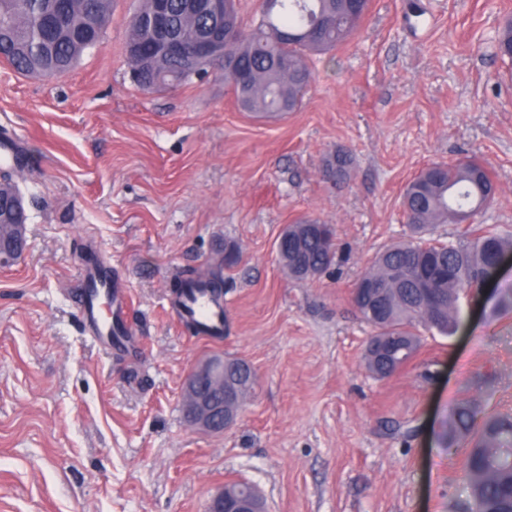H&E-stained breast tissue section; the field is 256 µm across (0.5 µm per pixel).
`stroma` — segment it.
Instances as JSON below:
<instances>
[{
  "mask_svg": "<svg viewBox=\"0 0 512 512\" xmlns=\"http://www.w3.org/2000/svg\"><path fill=\"white\" fill-rule=\"evenodd\" d=\"M113 0L101 42L45 80L0 62V133L31 160L23 258L0 266V512H206L234 482L267 512H461L464 447L442 436L469 402L512 414L508 256L456 332H423L387 379L364 359L373 330L351 301L376 254L408 234L402 193L434 162L476 158L497 183L483 223L512 235V61L496 49L512 0H371L353 38L314 61L301 106L243 112L215 68L153 94L130 78ZM350 181L321 174L336 149ZM335 229L333 265L297 281L283 228ZM241 250L224 274L227 329L197 339L172 284ZM108 256L131 296L145 355L104 353L76 312L81 266ZM256 376L233 426L184 419L191 369L213 355Z\"/></svg>",
  "mask_w": 512,
  "mask_h": 512,
  "instance_id": "35a3bbf8",
  "label": "stroma"
}]
</instances>
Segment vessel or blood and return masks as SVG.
Returning a JSON list of instances; mask_svg holds the SVG:
<instances>
[{
	"label": "vessel or blood",
	"instance_id": "1",
	"mask_svg": "<svg viewBox=\"0 0 512 512\" xmlns=\"http://www.w3.org/2000/svg\"><path fill=\"white\" fill-rule=\"evenodd\" d=\"M25 158V152L16 139L0 136L1 166L19 167ZM80 281L77 311L87 333L106 351H135L137 339L135 331L128 325L127 292L110 260L104 257L97 266L81 269ZM173 306L177 317L191 324L198 336L210 339L223 337L224 303L214 299L207 289H194L176 299Z\"/></svg>",
	"mask_w": 512,
	"mask_h": 512
}]
</instances>
